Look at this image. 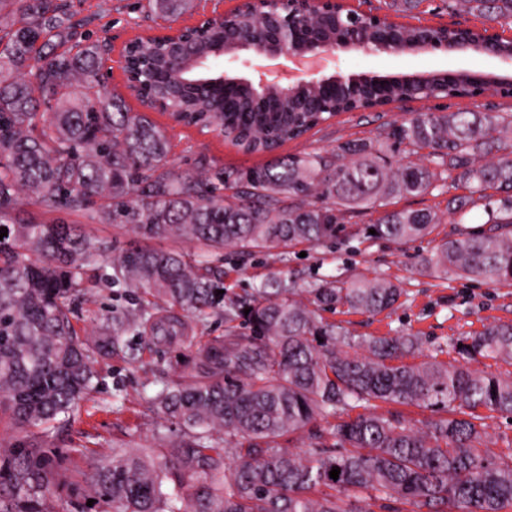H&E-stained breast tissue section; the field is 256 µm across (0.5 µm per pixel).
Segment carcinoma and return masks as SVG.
<instances>
[{"label": "carcinoma", "mask_w": 512, "mask_h": 512, "mask_svg": "<svg viewBox=\"0 0 512 512\" xmlns=\"http://www.w3.org/2000/svg\"><path fill=\"white\" fill-rule=\"evenodd\" d=\"M182 2L150 0L149 7L177 22ZM453 8L512 25V0H454ZM72 18L67 0H0V229H7L0 416L16 429L44 431L95 390L90 350L70 322L72 298L91 269L144 299L135 317L105 318L100 352L147 324L153 337L183 336L176 308L200 321L224 312V336L196 351L195 374L151 398L182 434L151 452L120 450L93 462L87 483L102 512H403L393 503L418 512H512V450L489 448L483 415L512 418V371L492 369L512 366V323L459 340L447 361L431 354L406 362L422 337L357 340L322 316L393 308L404 290L387 278L341 274L305 288L264 280L227 298L217 294L224 285L210 267L226 247L251 254L428 236L440 215L398 209L395 201L437 191L448 194L457 228L421 265L440 279L511 284L512 112H418L376 138L281 156L283 144L336 115L383 107L411 88L370 77L352 92L317 84L262 95L231 75L203 97L193 83L205 78L204 63L189 68L166 55L163 41L137 40L135 75L165 99L175 121L218 131L245 154L270 156L234 175H202L177 167L166 131L100 85L101 44L88 33L72 41ZM356 20L369 43L388 39L414 50L423 42L418 27L387 37L360 15L318 10L297 15V45L310 46L314 35L343 40ZM267 27L265 11L240 7L195 41L193 55L225 36L260 43ZM489 91L503 88L483 73L432 71L421 96L472 99ZM402 147L422 159L393 164ZM460 185L466 193L450 194ZM25 205L40 216L22 215ZM480 207L488 227H464ZM61 212L120 224L145 244L112 260L101 239ZM368 214L370 223H350ZM154 240L195 241L204 254L164 250ZM160 304L169 311L157 317ZM482 360L489 364L479 369ZM381 403L436 417L418 428L397 411H378ZM286 434L307 435L308 448L278 446ZM52 478V462L34 445L18 440L1 449L0 512H47Z\"/></svg>", "instance_id": "carcinoma-1"}]
</instances>
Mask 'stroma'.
<instances>
[{
    "mask_svg": "<svg viewBox=\"0 0 512 512\" xmlns=\"http://www.w3.org/2000/svg\"><path fill=\"white\" fill-rule=\"evenodd\" d=\"M82 31L96 39L123 40L160 19L147 9V0H82L77 7ZM389 16L397 22L453 23L471 26L475 20L449 8L446 0H399ZM469 70L484 74L512 75V65L498 58L474 52H423L418 54L367 55L355 50L339 52L336 74L386 76L424 75L432 71ZM468 100H417L383 112H352L336 116L320 130L285 143L280 155H294L319 148H333L355 138H370L379 129L415 112H454L468 107ZM152 118L166 127L176 166L204 172L221 169L232 173L263 165L264 154H245L224 141L213 130L185 126L168 113ZM443 221L432 238L406 244L373 242L333 244L254 253L245 257L225 253L214 272L228 292L245 294L266 279L292 280L307 285L340 272L374 278L387 276L399 281L405 294L393 310L374 317L337 310L326 313L328 322L342 326L352 335L381 336L397 330L423 335V353L449 349L451 343L494 322H512V286L451 279L443 281L420 267L421 256L429 253L435 240L450 232ZM140 307L137 293L122 285H108L99 278L86 277L72 301L71 321L80 339L94 342L102 331L108 311L134 313ZM183 338L160 344L151 337H123L121 349L112 355L94 354L99 385L74 415L51 428L40 443L55 467L52 512H95L89 507L85 482L92 458H108L113 447L156 446L166 436L168 425L148 408V400L163 385L187 380L193 373V357L199 347L224 333L223 314L196 320L185 315Z\"/></svg>",
    "mask_w": 512,
    "mask_h": 512,
    "instance_id": "obj_1",
    "label": "stroma"
}]
</instances>
